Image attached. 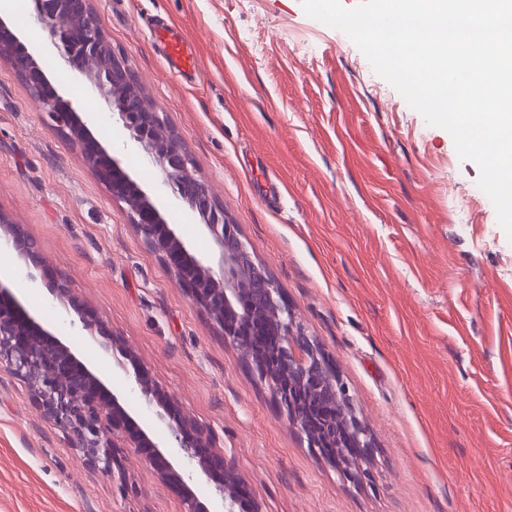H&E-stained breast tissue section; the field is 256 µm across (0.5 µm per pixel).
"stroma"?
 I'll return each mask as SVG.
<instances>
[{
	"mask_svg": "<svg viewBox=\"0 0 512 512\" xmlns=\"http://www.w3.org/2000/svg\"><path fill=\"white\" fill-rule=\"evenodd\" d=\"M373 434V481L341 479L128 223L123 203L0 60V210L90 317L213 433L264 512H512V239L479 168L301 0H93ZM181 34L173 69L153 23ZM109 390L122 376L61 323ZM121 493L0 370V512H183L129 454Z\"/></svg>",
	"mask_w": 512,
	"mask_h": 512,
	"instance_id": "obj_1",
	"label": "stroma"
}]
</instances>
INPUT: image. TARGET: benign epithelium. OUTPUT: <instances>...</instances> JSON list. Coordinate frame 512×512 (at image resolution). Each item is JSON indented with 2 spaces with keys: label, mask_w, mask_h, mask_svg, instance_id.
Listing matches in <instances>:
<instances>
[{
  "label": "benign epithelium",
  "mask_w": 512,
  "mask_h": 512,
  "mask_svg": "<svg viewBox=\"0 0 512 512\" xmlns=\"http://www.w3.org/2000/svg\"><path fill=\"white\" fill-rule=\"evenodd\" d=\"M33 2L47 41L40 48L27 44L0 14V58L10 63L39 110L51 118L112 198L126 205L129 223L143 243L220 330L224 343L268 387L308 447L343 479L366 483L375 442L347 384L319 342L296 320L268 268L224 217V205L197 173L195 159L148 102L126 58L105 36L92 0ZM47 50L62 70L81 76L87 92L104 103L124 147L157 169L161 180L153 190L143 189L132 178L122 160L90 129L94 119L79 111L48 77L41 65ZM168 190L175 204L198 215L202 233L216 247L217 266L168 223L160 200ZM2 251L15 255L24 281L46 289L70 326L93 342L98 358L112 361V368L124 376V388L101 399L105 384L95 371L26 307L13 280L0 278V368L24 383L43 416L75 448L79 463L112 476L126 494L133 491L124 476L125 452L131 448L163 480L180 485L184 512H264L258 498L245 492L243 476L232 457L216 446L210 430L154 385L134 350L118 335L100 339V322L86 315L83 302L63 279L48 278L35 242L22 225L0 211ZM261 325L278 336L272 353L246 341ZM130 394L164 427L165 436L143 428L127 411Z\"/></svg>",
  "instance_id": "obj_1"
}]
</instances>
